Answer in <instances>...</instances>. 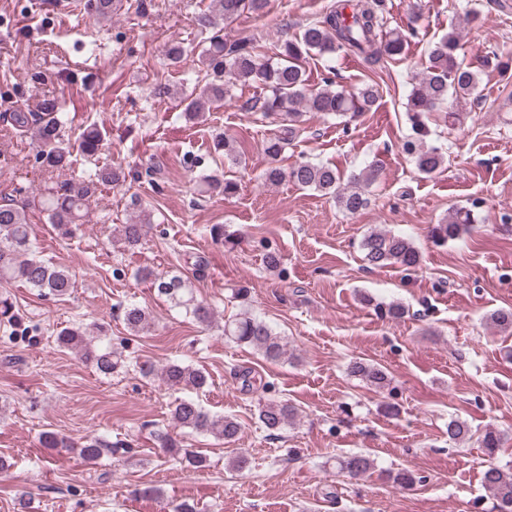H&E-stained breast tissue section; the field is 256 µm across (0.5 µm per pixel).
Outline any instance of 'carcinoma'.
<instances>
[{
	"mask_svg": "<svg viewBox=\"0 0 512 512\" xmlns=\"http://www.w3.org/2000/svg\"><path fill=\"white\" fill-rule=\"evenodd\" d=\"M217 13L204 14L198 25L211 30L208 45L198 54L204 85L190 98L183 110L184 117L195 121L212 107L233 97L236 86L255 89L254 95L237 100L239 110L257 114L260 120H269L277 126L263 141V152L268 159L264 170L265 183L277 185L289 181L296 186L331 196L340 210L355 215L369 204L367 189L378 180L381 167L376 161L368 163L359 172L349 176L335 166L316 159L300 161L284 169L278 165L285 147L304 132L302 124L308 112L325 117L357 118L373 110L379 92L373 84H363L353 90L336 85L328 76L323 84L312 88L307 84L305 63L313 56L334 55L350 51L372 67L401 54L405 38L382 29L386 0H339L325 15L307 23L299 35L284 40L277 51L270 54L255 39L244 36L236 40L224 39V24L237 20L245 13L261 16L267 0H215ZM90 10L100 19L112 18L115 0H89ZM460 34L451 30L433 44L428 65L422 76L412 85L408 95L407 114L412 134L403 143V152L412 159L416 170L431 177L444 169L446 158L440 148L429 142L431 130L427 115L448 99L475 98L479 88L478 73L466 64L459 54ZM6 121L19 134L33 138L42 164L48 169L68 164L70 152L60 146L61 132L67 125L66 112L56 99H44L35 112L18 108L8 114ZM102 143L101 132L92 127L82 133L79 150L86 156L98 153ZM216 147L224 151V160L231 166L242 163V152L237 142L226 136L218 138ZM126 182L124 169L102 167L76 182H62L44 189L39 204L47 212L48 220L64 238L73 234L82 223L89 200L102 187L121 186ZM238 183L228 175H208L200 179L199 193L208 197H229L236 194ZM134 217L118 229L119 240L125 248L134 250L141 244L153 214L140 207ZM476 219L471 210L459 209L448 219L431 228V236L438 245L459 239L468 232ZM360 248L364 261L373 268L396 266L404 271L418 268L422 255L411 237L374 228L362 238ZM135 276L146 281L157 294L170 304L182 308L193 319L208 324L215 318L213 307L197 300L189 279L168 272L158 273L148 267L136 270ZM19 281L41 296L64 298L73 292L74 280L69 269L47 263L37 256L32 239L26 207L11 202L0 204V283ZM123 320L134 333H143L152 325L150 313L136 304L123 308ZM489 321L500 332H512V310L500 309L489 316ZM103 327L88 335L81 328H63L56 336L59 347L69 350L92 365L103 375H110L120 365L121 355L112 346L103 343ZM224 337L238 345H246L260 353L269 362H279L288 354L287 343L274 327L262 318L245 310L233 321L224 324ZM349 373L378 388L389 386L387 372L377 366L353 360ZM139 371L146 377L157 376L169 389L183 393L171 406L173 431H157V446L165 452L182 456L188 465L200 468L205 457L183 447L177 430L232 442L240 433L239 423L231 416L216 415L206 409L198 393L207 386L208 375L200 368L171 361L157 369L142 364ZM297 408L287 401H266L258 409V420L270 433L296 423ZM470 429L466 422L452 418L448 421V442L458 443L467 438ZM512 440L505 432L488 428L479 438L480 447L492 457ZM44 448H69L88 461H96L112 452V441L89 435L77 445L53 431L40 437ZM336 467L350 477H359L373 468V460L363 453H351L336 459ZM483 484L493 497V512H512V469L491 462L483 472Z\"/></svg>",
	"mask_w": 512,
	"mask_h": 512,
	"instance_id": "cac0c4a2",
	"label": "carcinoma"
}]
</instances>
